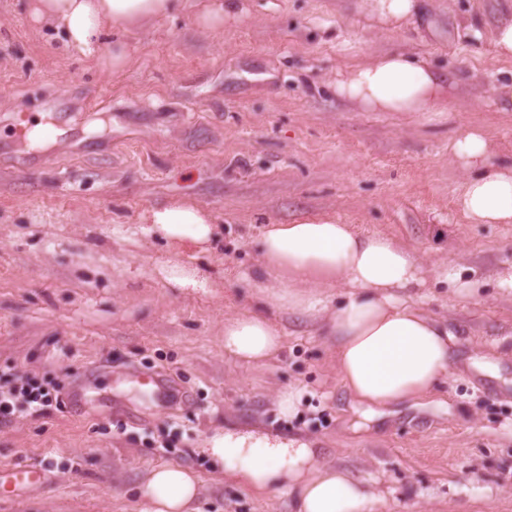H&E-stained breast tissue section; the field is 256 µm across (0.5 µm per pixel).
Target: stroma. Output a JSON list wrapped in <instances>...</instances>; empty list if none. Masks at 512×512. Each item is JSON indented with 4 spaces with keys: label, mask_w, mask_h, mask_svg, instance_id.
Returning <instances> with one entry per match:
<instances>
[{
    "label": "stroma",
    "mask_w": 512,
    "mask_h": 512,
    "mask_svg": "<svg viewBox=\"0 0 512 512\" xmlns=\"http://www.w3.org/2000/svg\"><path fill=\"white\" fill-rule=\"evenodd\" d=\"M233 27L204 31L181 8L135 37L120 72L35 26L26 0H0V368L51 384L58 403L0 425V469L52 461L43 483L0 512H140L153 467L199 478V512H292L224 478L199 450L224 427L302 440L364 480L370 512H512V224L467 223L448 143L483 127L512 155V112L493 105L512 61L475 41L494 0H421L399 30L366 31L362 0H243ZM394 49L456 77L441 112H358L328 80ZM62 114L68 137L29 152L16 117ZM189 197L213 212L216 248L193 264L205 288L159 275L170 256L137 224ZM333 216L415 249L409 294L447 322L453 373L416 401L364 414L344 388L319 315L261 305L247 274L263 226ZM479 283L463 299L441 269ZM264 308L280 351L253 364L224 353V321ZM186 388L159 405L147 375ZM294 390L296 413L278 396ZM90 399L86 413L73 399Z\"/></svg>",
    "instance_id": "35a3bbf8"
}]
</instances>
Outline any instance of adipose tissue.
<instances>
[{
  "mask_svg": "<svg viewBox=\"0 0 512 512\" xmlns=\"http://www.w3.org/2000/svg\"><path fill=\"white\" fill-rule=\"evenodd\" d=\"M178 0H29L38 25L61 31L67 46L94 58L106 71L130 63L127 35L170 15ZM418 0H367L378 25L400 29L413 22ZM338 101L362 112H438L448 96V75L422 56L394 50L365 62L337 67L331 83ZM448 150L463 172L457 206L473 224H512V161L491 164V143L472 127ZM146 234L181 253L209 252L215 218L183 199L146 207L138 218ZM259 268L272 282V303L325 316L335 347L336 370L365 407L428 395L454 367L455 338L408 296L422 284L423 267L413 250L390 237L363 234L336 217L271 224L258 238ZM342 287L327 308L323 289ZM281 331L264 314L245 311L224 322V350L247 362L269 359ZM214 466L258 491L290 494L294 512H367L373 499L363 481L318 461L308 445L279 436L217 429L201 442ZM197 478L177 464L151 469L141 487V512H195Z\"/></svg>",
  "mask_w": 512,
  "mask_h": 512,
  "instance_id": "adipose-tissue-1",
  "label": "adipose tissue"
}]
</instances>
